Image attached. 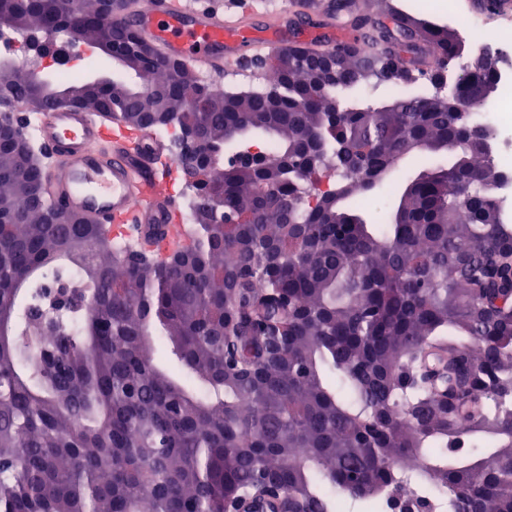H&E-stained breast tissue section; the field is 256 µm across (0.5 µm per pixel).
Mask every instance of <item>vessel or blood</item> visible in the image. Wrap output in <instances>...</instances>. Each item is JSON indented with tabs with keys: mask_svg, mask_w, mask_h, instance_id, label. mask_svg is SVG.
I'll use <instances>...</instances> for the list:
<instances>
[{
	"mask_svg": "<svg viewBox=\"0 0 512 512\" xmlns=\"http://www.w3.org/2000/svg\"><path fill=\"white\" fill-rule=\"evenodd\" d=\"M126 22L164 55L189 60L213 77L223 73L225 64L245 61L243 46L251 37L242 21L225 16L210 0H145ZM28 126L35 140L61 161L48 178L49 199L130 238L146 225H165L164 246L179 243L185 227L171 190L176 170L165 163L160 140L146 132L126 137L118 123L78 108L34 113ZM107 139L116 147L101 151Z\"/></svg>",
	"mask_w": 512,
	"mask_h": 512,
	"instance_id": "b4317fda",
	"label": "vessel or blood"
}]
</instances>
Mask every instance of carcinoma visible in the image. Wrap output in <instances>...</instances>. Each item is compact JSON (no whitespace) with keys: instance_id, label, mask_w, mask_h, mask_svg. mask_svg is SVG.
Returning <instances> with one entry per match:
<instances>
[{"instance_id":"1","label":"carcinoma","mask_w":512,"mask_h":512,"mask_svg":"<svg viewBox=\"0 0 512 512\" xmlns=\"http://www.w3.org/2000/svg\"><path fill=\"white\" fill-rule=\"evenodd\" d=\"M72 0H0L5 27L63 25ZM81 36L107 45L124 24L100 0H77ZM327 16L355 42L332 46L336 84L312 86L305 56L266 69L279 96L214 93L193 70L141 74L159 96L142 110L190 119L215 154L246 131L271 138L266 165L232 156L208 176L183 172L192 211L224 187V209L193 224L175 267L106 224H48L31 178L0 145V512H247L288 491V512H379L396 493L451 489L457 512H512V224L487 188L500 171L455 111L494 65L456 74L458 34L423 25L387 0H334ZM439 67L425 88L378 112L345 93L410 74L419 46ZM13 104L36 91L0 72ZM84 109L125 103L114 84ZM209 111L184 113L195 98ZM439 149L393 211L368 224L351 200L403 159ZM333 174L329 195L312 174ZM470 191L459 196L454 185ZM241 210L251 224L224 230ZM65 260L82 278L68 280ZM166 345L184 370L155 360ZM478 435L489 451L460 455Z\"/></svg>"}]
</instances>
